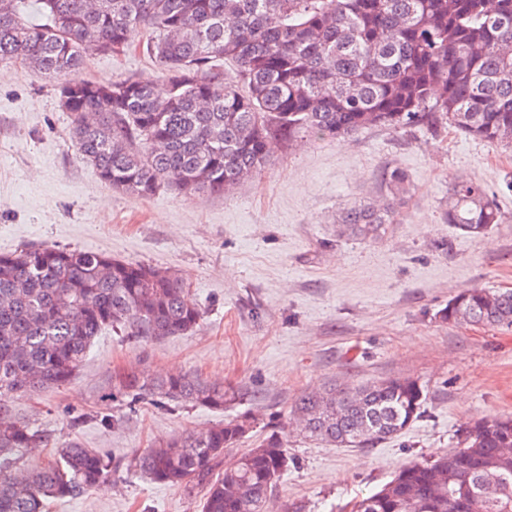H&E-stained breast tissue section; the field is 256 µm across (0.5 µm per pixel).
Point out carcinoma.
<instances>
[{
    "mask_svg": "<svg viewBox=\"0 0 512 512\" xmlns=\"http://www.w3.org/2000/svg\"><path fill=\"white\" fill-rule=\"evenodd\" d=\"M0 0V63H21L60 81L76 149L112 188L148 199L172 183L221 194L261 170L269 141L305 132L338 138L372 126L451 124L512 147V0ZM136 46L157 81L77 79L88 52ZM235 65L231 74L224 61ZM391 199L343 209L340 232L362 239L393 224L405 176L387 171ZM448 223L482 235L502 221L482 184L448 189ZM203 318L183 276L103 253L55 245L0 252V512H47L112 478V460L72 440L29 463L21 453L53 437L6 407L12 394L70 382L105 327L141 339L186 335ZM441 318L512 328V291L468 288ZM117 392L136 411L149 404L224 409V387L186 373ZM411 378L330 387L297 399L308 437L364 448L403 433L424 413ZM247 415L158 441L130 469L200 495L198 512H269L288 472L287 440L274 425L242 453ZM512 417H479L456 446L413 461L353 512H512Z\"/></svg>",
    "mask_w": 512,
    "mask_h": 512,
    "instance_id": "carcinoma-1",
    "label": "carcinoma"
}]
</instances>
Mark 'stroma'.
Returning <instances> with one entry per match:
<instances>
[{"label":"stroma","instance_id":"1","mask_svg":"<svg viewBox=\"0 0 512 512\" xmlns=\"http://www.w3.org/2000/svg\"><path fill=\"white\" fill-rule=\"evenodd\" d=\"M80 77L157 79L142 52L88 53ZM399 169L407 202L378 236L340 235L344 208L388 199ZM512 149L455 128L372 127L341 138L298 134L271 144L260 175L223 195L165 189L142 200L104 184L77 153L57 82L0 64V252L55 245L179 270L204 310L190 335L142 341L104 330L73 380L11 397L20 418L56 442L109 451L119 470L49 512H196L178 487L125 469L156 440L247 414L288 427L294 459L273 512H351L408 462L453 447L480 416L512 415V329L455 325L440 312L468 288L512 290ZM463 177L493 192L504 221L473 236L448 224V189ZM191 372L223 385V410L150 405L119 412L113 380ZM387 377L418 380L425 413L400 435L363 449L305 437L294 413L304 391ZM91 413L72 427L68 409Z\"/></svg>","mask_w":512,"mask_h":512}]
</instances>
